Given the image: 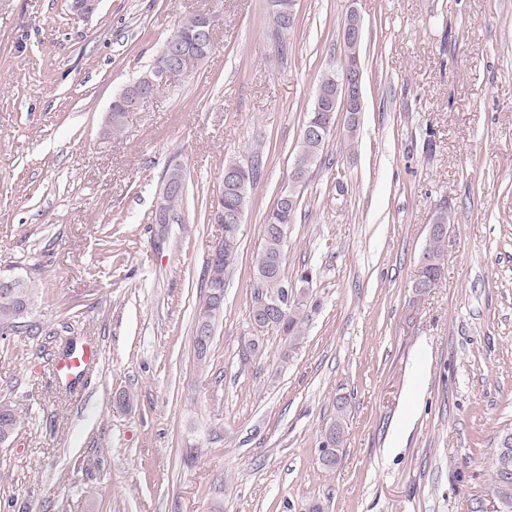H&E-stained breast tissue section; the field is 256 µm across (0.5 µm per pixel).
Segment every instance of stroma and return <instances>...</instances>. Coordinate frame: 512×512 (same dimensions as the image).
Returning a JSON list of instances; mask_svg holds the SVG:
<instances>
[{
    "label": "stroma",
    "instance_id": "obj_1",
    "mask_svg": "<svg viewBox=\"0 0 512 512\" xmlns=\"http://www.w3.org/2000/svg\"><path fill=\"white\" fill-rule=\"evenodd\" d=\"M363 27L362 102L299 190L286 273L314 272L304 337L243 350L263 219L289 182L319 80ZM215 14L213 53L120 134L113 96L179 20ZM0 0V276L36 280L0 338V399L27 413L0 446V512H487L512 428V0ZM262 151L208 366L193 350L224 166ZM181 164L179 219L155 221ZM444 274L414 282L439 205ZM100 362L65 393L55 352ZM418 384L416 404L409 388ZM348 399L343 454L318 448ZM410 432L390 441L397 419ZM193 459H186V452ZM289 0H276L274 1L275 6L277 7L274 12V23H275V30H274V37L277 39L278 47L280 48L281 52H284L286 50L285 42L283 41V34L285 32H288V30H291L294 27L295 23V13L289 15L288 11L281 12L280 9H283L285 7H288Z\"/></svg>",
    "mask_w": 512,
    "mask_h": 512
}]
</instances>
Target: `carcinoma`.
<instances>
[{
  "label": "carcinoma",
  "instance_id": "cac0c4a2",
  "mask_svg": "<svg viewBox=\"0 0 512 512\" xmlns=\"http://www.w3.org/2000/svg\"><path fill=\"white\" fill-rule=\"evenodd\" d=\"M289 0H275L277 10L274 12V37L277 39L280 50H286L283 34L294 27L295 15L288 14L283 8L288 6ZM203 21L201 14L190 13L179 21L173 34L167 38L161 53L157 55L152 68L159 65L164 59V53L175 51L180 68L187 75L191 74L199 64L208 56L196 45L197 33ZM138 83L134 82L124 91L112 99L111 128L118 132L124 125L126 117V96L132 95L137 89ZM330 135L322 137L301 134L299 146L295 155V162L299 167L297 184L292 187V196L295 202L288 203L277 200L269 209L263 224L264 244L254 259L255 284L253 286L249 314H254L257 304L261 299H277L283 304L282 312L271 318L269 326L280 331L290 341H299L304 335V325L308 318L309 293L302 292L299 298L291 300L286 292L288 276L285 275L286 254L288 250V234H283L279 228H288L294 223V216L298 209L297 191L306 181L314 165L321 159L326 141ZM261 149H255L248 159V172L241 174L234 181L224 182V190L220 196L219 205L224 209H235L246 206L247 200L256 187L259 177ZM185 173L178 172V166L167 168L161 193L165 204L168 219L175 218L177 211L183 204L186 195ZM446 236L431 235L429 242L422 254L423 283L432 287L442 277L444 271L443 246ZM240 238H234V243L222 253L219 266L215 269L206 268L208 283L224 285V274L237 262L239 256ZM37 285L30 280H23L22 287L8 292L0 287V335L3 330L15 328L19 320V314L25 306L33 304ZM347 401L345 398H336V421L332 423L328 432L332 433L334 440L333 460L331 465H336L340 459L343 444V416L345 415ZM22 414L15 404L9 401H0V433L8 428H16L21 424ZM487 496L500 501L512 503V447L504 450L494 448L492 459V472L487 485Z\"/></svg>",
  "mask_w": 512,
  "mask_h": 512
}]
</instances>
